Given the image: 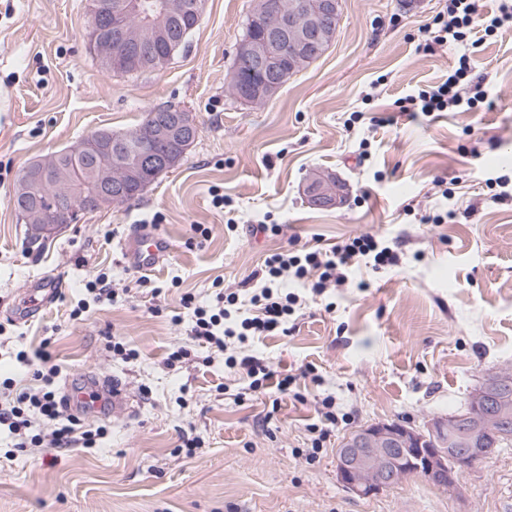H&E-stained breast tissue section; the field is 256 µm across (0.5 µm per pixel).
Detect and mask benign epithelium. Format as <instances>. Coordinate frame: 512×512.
<instances>
[{"label":"benign epithelium","mask_w":512,"mask_h":512,"mask_svg":"<svg viewBox=\"0 0 512 512\" xmlns=\"http://www.w3.org/2000/svg\"><path fill=\"white\" fill-rule=\"evenodd\" d=\"M280 2L281 6L275 9L261 5L253 14L260 35L247 38L236 49L234 76L243 102L259 104L265 101V95L282 86L280 65L270 53L273 43L289 39L294 55L314 57L336 26L340 0H316L311 8L304 0H296L291 7L288 0ZM132 11L150 20L155 15L163 19L187 15L199 22L203 0H90L92 48L120 71L149 68L156 42L163 38L174 43L168 27L152 23L136 29L125 25L108 30V17L126 16ZM153 117V148L142 159L149 161L151 176L157 177L174 166L178 154L198 137L199 128L179 108H157ZM107 154V139L100 134L87 136L78 148L79 158L92 159L98 166L92 179L74 183L72 190L94 205L123 201L126 187L142 174L141 167L129 165L117 156L103 160ZM58 158L55 154L44 160L23 180L19 209L36 235L51 227L52 206L44 196V188L55 175ZM307 192L315 206L341 202L332 178L310 182ZM511 385V373H494L470 392L463 411L437 416L421 430L397 422H378L352 432L336 453L338 481L346 491L366 497L381 493L412 472H423L431 478L450 476L449 462L455 458L475 463L494 455L499 439L512 436L508 432L512 405L502 395L504 388Z\"/></svg>","instance_id":"benign-epithelium-1"}]
</instances>
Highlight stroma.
<instances>
[{
    "label": "stroma",
    "instance_id": "stroma-1",
    "mask_svg": "<svg viewBox=\"0 0 512 512\" xmlns=\"http://www.w3.org/2000/svg\"><path fill=\"white\" fill-rule=\"evenodd\" d=\"M255 5L205 0L198 27L162 69L123 73L89 47V0H0V397L36 387L34 371L49 363L60 369L58 396L93 378L128 400L118 417L81 414L84 426L106 430L92 448L21 450L1 425L0 512H504L512 503V446L467 470L458 493L408 478L361 498L334 468L353 431L422 426L463 410L488 374L512 372V198L494 200L489 187L512 175V23L473 53L486 104L414 117L398 100L443 82L460 51L422 48L445 0H341L329 48L260 105L230 88ZM167 105L199 128L180 161L139 198L30 242L14 207L25 169L98 129L132 131ZM381 115L387 124L374 125ZM332 174L344 201L312 206L306 185ZM214 188L229 210L212 207ZM157 213L154 231L174 249L152 286L140 287L121 245ZM443 214L446 223L425 221ZM260 222L282 231L252 234ZM194 224L212 230L203 246L187 243ZM363 233L400 242V264H360L343 287L306 295L289 335L250 346L273 370L296 374L295 395H243L224 353L186 335L184 293L211 302L213 281L242 288L274 250ZM101 270L124 289L122 301L71 319ZM43 278L57 281V299L20 320L17 303ZM116 339L136 358L114 356ZM180 346L189 359L167 366ZM328 396L351 419L309 461L308 426ZM188 433L201 440L191 454Z\"/></svg>",
    "mask_w": 512,
    "mask_h": 512
}]
</instances>
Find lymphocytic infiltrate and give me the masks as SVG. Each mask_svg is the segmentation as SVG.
<instances>
[{"label":"lymphocytic infiltrate","mask_w":512,"mask_h":512,"mask_svg":"<svg viewBox=\"0 0 512 512\" xmlns=\"http://www.w3.org/2000/svg\"><path fill=\"white\" fill-rule=\"evenodd\" d=\"M508 19L512 20V0H500L497 12L484 17L478 14L477 0H448L445 11L433 18L425 32L430 44L442 47L466 41L477 25L484 34L494 33ZM484 100L482 79L475 75L473 60L467 54L458 56L443 83L407 98L410 111L426 116L451 107L471 110ZM363 261L378 268L397 264L399 255L387 241L371 234L353 236L326 248L272 253L254 274L259 286L250 293L249 315L241 314L240 296L235 292L216 291L208 305L199 304L194 294H183L182 305L193 314L186 334L198 345L225 352L227 365L244 371L249 391L262 393L273 386L288 392L296 383L295 375L275 374L263 359L245 352L254 338L287 335L289 319L301 297L282 291L281 281L294 279L306 285L311 294L320 295L345 285L354 267ZM57 374L54 366L35 371V378L42 382L40 388L21 391L14 399L0 403V424L8 425L19 447H38L40 438L30 431L35 415L52 423L51 443L60 448H90L103 435L100 427L80 429L79 418L68 413L65 401L58 399L53 389Z\"/></svg>","instance_id":"f902f5d3"}]
</instances>
